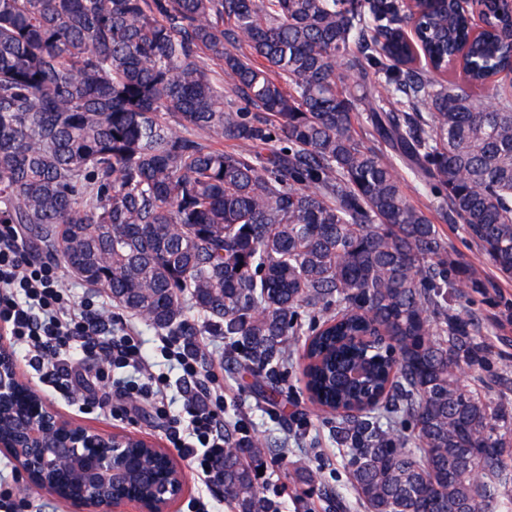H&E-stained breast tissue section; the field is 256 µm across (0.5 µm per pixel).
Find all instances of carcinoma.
Listing matches in <instances>:
<instances>
[{
	"mask_svg": "<svg viewBox=\"0 0 512 512\" xmlns=\"http://www.w3.org/2000/svg\"><path fill=\"white\" fill-rule=\"evenodd\" d=\"M485 24L453 0H0V224L158 330L193 335L191 304L261 390L307 335L368 512H512V417L481 391L512 364L453 304L497 285L397 172L512 277V16ZM269 448L224 430L232 512H278ZM434 214V223L438 224L448 240V249L455 255H460L466 260L477 262L476 248L466 239V234L461 224H448L443 221L439 214Z\"/></svg>",
	"mask_w": 512,
	"mask_h": 512,
	"instance_id": "obj_1",
	"label": "carcinoma"
}]
</instances>
